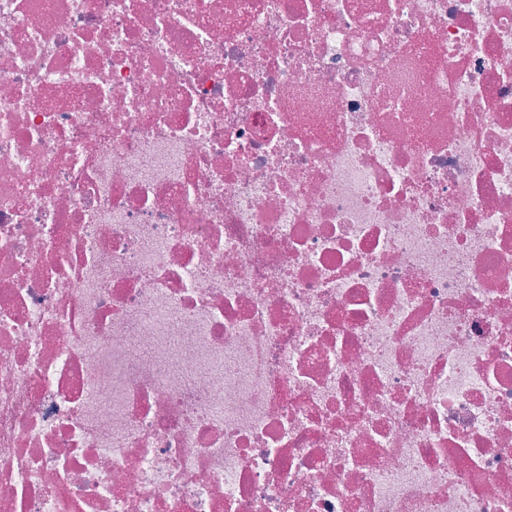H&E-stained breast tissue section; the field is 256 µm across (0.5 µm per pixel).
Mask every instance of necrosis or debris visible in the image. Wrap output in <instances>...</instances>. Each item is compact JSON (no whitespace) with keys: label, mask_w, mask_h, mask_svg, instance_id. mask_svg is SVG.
I'll list each match as a JSON object with an SVG mask.
<instances>
[{"label":"necrosis or debris","mask_w":512,"mask_h":512,"mask_svg":"<svg viewBox=\"0 0 512 512\" xmlns=\"http://www.w3.org/2000/svg\"><path fill=\"white\" fill-rule=\"evenodd\" d=\"M0 512H512V0H0Z\"/></svg>","instance_id":"1"}]
</instances>
